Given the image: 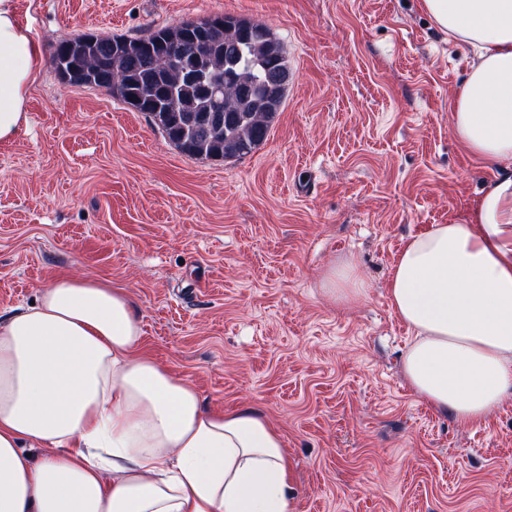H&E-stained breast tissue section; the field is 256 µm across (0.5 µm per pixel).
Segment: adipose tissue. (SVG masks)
<instances>
[{
	"mask_svg": "<svg viewBox=\"0 0 512 512\" xmlns=\"http://www.w3.org/2000/svg\"><path fill=\"white\" fill-rule=\"evenodd\" d=\"M423 6L478 49L450 110L459 144L493 171L464 216L404 241L388 293L413 333L410 387L476 424L512 394V0ZM41 62L16 0H0V143L26 129ZM322 287L359 302L355 257ZM142 335L125 289L69 274L0 313V512H293L269 419L205 412L191 385L141 352Z\"/></svg>",
	"mask_w": 512,
	"mask_h": 512,
	"instance_id": "adipose-tissue-1",
	"label": "adipose tissue"
}]
</instances>
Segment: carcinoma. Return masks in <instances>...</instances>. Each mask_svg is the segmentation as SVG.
Segmentation results:
<instances>
[{
  "label": "carcinoma",
  "instance_id": "carcinoma-1",
  "mask_svg": "<svg viewBox=\"0 0 512 512\" xmlns=\"http://www.w3.org/2000/svg\"><path fill=\"white\" fill-rule=\"evenodd\" d=\"M62 80L103 88L153 124L185 155L230 160L251 153L270 132L291 70L262 24L230 15L187 20L144 36L77 34L55 48ZM225 77L215 95L188 80Z\"/></svg>",
  "mask_w": 512,
  "mask_h": 512
}]
</instances>
